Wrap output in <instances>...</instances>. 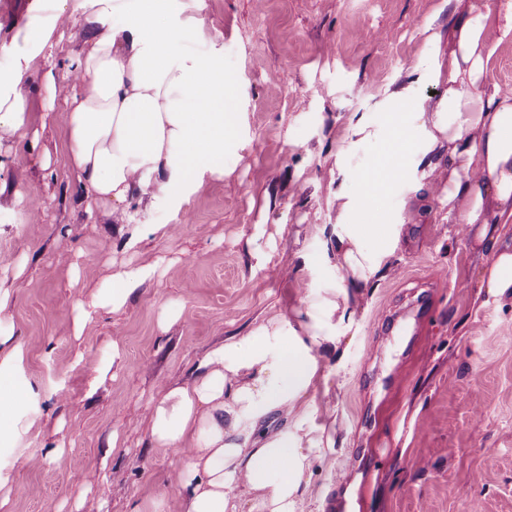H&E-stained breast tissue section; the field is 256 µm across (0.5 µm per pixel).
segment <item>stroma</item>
I'll list each match as a JSON object with an SVG mask.
<instances>
[{
    "label": "stroma",
    "mask_w": 512,
    "mask_h": 512,
    "mask_svg": "<svg viewBox=\"0 0 512 512\" xmlns=\"http://www.w3.org/2000/svg\"><path fill=\"white\" fill-rule=\"evenodd\" d=\"M188 1L207 31L195 48L223 52L237 114L224 178L133 212L130 246L111 216L88 218L61 129L42 120L65 108L49 86L68 82L84 47L83 0H69L72 21L24 80L37 145L0 143V253L25 262L19 277L0 270L14 288L0 333L21 345L33 390L20 420L43 415L0 451L12 512H133L151 500L180 512L181 456L153 447L143 421L158 382L187 383L224 338L330 296L337 191L373 164L390 113L447 93L454 0H173L172 22ZM362 118L375 138L350 140ZM401 166L385 201L396 230L367 236L391 249L393 270L363 288L351 331L328 330L344 337L330 360L336 431L313 451L298 512H512V302L480 295L484 243L422 190L420 166ZM130 268L153 276L75 335L65 309L89 291L71 270L101 282ZM115 342L121 364L98 379Z\"/></svg>",
    "instance_id": "obj_1"
}]
</instances>
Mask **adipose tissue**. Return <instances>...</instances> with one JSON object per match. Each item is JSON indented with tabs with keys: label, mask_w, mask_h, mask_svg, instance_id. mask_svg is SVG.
Instances as JSON below:
<instances>
[{
	"label": "adipose tissue",
	"mask_w": 512,
	"mask_h": 512,
	"mask_svg": "<svg viewBox=\"0 0 512 512\" xmlns=\"http://www.w3.org/2000/svg\"><path fill=\"white\" fill-rule=\"evenodd\" d=\"M170 2L137 0L129 14L125 0H83L88 48L70 63L73 86L52 90L64 98L58 119L87 211L116 217L121 233L134 240L139 231L126 222L131 211L200 187L204 174L223 176L236 123L223 55L178 50L180 42L203 40L204 30L192 15L171 24ZM52 3L53 21L0 44L9 58L0 68V141L29 137L23 79L51 47L56 22L67 12L68 0ZM464 11L448 28L446 98L433 112L420 106L393 113V136L375 164V179L336 194L333 297L260 320L248 335L212 347L190 383L160 385L144 421L154 447L181 455V512H297L312 448L290 432V422L318 403L333 409L330 374L314 347L325 340L328 353L338 351L341 341L327 337L328 325L353 323L349 289L363 288L390 257L370 249L365 228L348 217L384 218L380 203L398 178L395 160L415 138L425 144L418 162L427 190H440L465 225L512 222V90L485 87L495 28L489 16H474L473 5ZM150 277L146 269L112 274L74 314L76 330L94 311L121 309ZM483 285L495 299H512V247L493 248ZM5 342L0 336V435L16 431L15 411L31 396L16 377L21 350Z\"/></svg>",
	"instance_id": "1"
}]
</instances>
